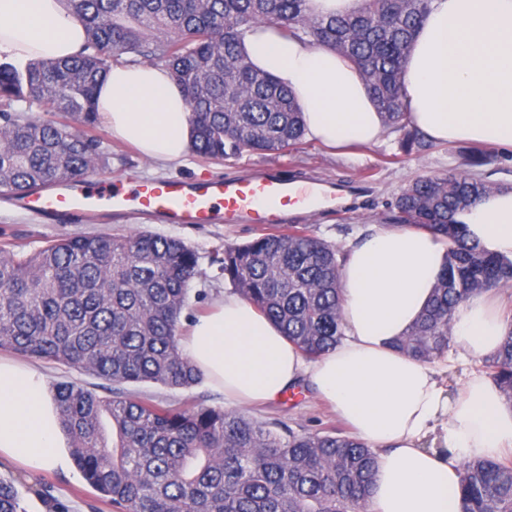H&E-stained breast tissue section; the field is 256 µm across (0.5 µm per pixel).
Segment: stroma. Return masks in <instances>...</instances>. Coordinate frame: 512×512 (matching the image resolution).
<instances>
[{"mask_svg":"<svg viewBox=\"0 0 512 512\" xmlns=\"http://www.w3.org/2000/svg\"><path fill=\"white\" fill-rule=\"evenodd\" d=\"M94 133L101 140L108 156L105 169L93 174L96 182L112 179L144 178L203 179L214 176H253L277 169L302 182L329 181L335 183L340 197L334 208L318 212H298L288 215L285 226H305L315 236L342 249L372 225H392L394 204L402 191L422 175H443L453 172L462 176H483L501 186L512 187V152L489 142L428 143L426 147L404 153L402 132L385 130L374 145L338 155L310 139H303L288 154H256L243 152L240 157L209 161L189 155L179 165L160 166L142 158L131 147L113 141L106 125ZM489 154V164L469 163L472 151ZM147 230L152 233L183 240L199 255V267L190 282L189 299L180 317L183 331H190L198 318L207 315L215 300L231 292L225 280L217 254L225 246L242 244L259 236L263 228L256 224H167L154 215L133 212L113 215L95 222H78L61 218L47 222L38 214L16 208L0 201V240L12 239L23 244L25 251L40 249L48 241L80 234L129 235ZM140 392L175 407L196 404L224 406V394L208 383L188 390H170L152 383L139 384ZM295 398L259 408H248V415L277 422L296 430L318 433L339 425L335 412L319 400L310 385L295 389ZM0 474L17 479L22 505L26 512H50V502L65 504L69 512H113L104 496L90 486L79 470L27 471L9 462H0Z\"/></svg>","mask_w":512,"mask_h":512,"instance_id":"stroma-1","label":"stroma"}]
</instances>
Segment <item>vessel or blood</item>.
I'll use <instances>...</instances> for the list:
<instances>
[{"label": "vessel or blood", "mask_w": 512, "mask_h": 512, "mask_svg": "<svg viewBox=\"0 0 512 512\" xmlns=\"http://www.w3.org/2000/svg\"><path fill=\"white\" fill-rule=\"evenodd\" d=\"M336 198L332 185L301 184L276 172L204 181L143 179L133 186L115 180L97 186L85 180L22 193L16 205L38 211L48 220L90 219L96 208L110 212L139 210L163 216L173 224H279L288 211H321Z\"/></svg>", "instance_id": "obj_1"}]
</instances>
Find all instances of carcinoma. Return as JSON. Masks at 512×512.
Segmentation results:
<instances>
[{"mask_svg":"<svg viewBox=\"0 0 512 512\" xmlns=\"http://www.w3.org/2000/svg\"><path fill=\"white\" fill-rule=\"evenodd\" d=\"M85 25L68 59L0 63V199L88 177L106 163L97 90L113 59L161 61L190 105L192 151L206 160L245 150L286 153L304 137L292 94L253 66L244 30L269 24L330 47L365 76L385 125L403 148L424 146L408 121L401 76L432 0H366L353 16H314L308 0H67ZM48 104L52 119L27 115ZM492 189L479 176L416 178L396 199L397 222L447 244L432 298L397 348L423 363L450 342L453 309L512 286V258L469 237L455 216ZM336 247L305 227L227 246L217 258L234 291L309 360L344 336ZM197 252L149 231L77 235L27 253L0 243V349L78 368L109 384L55 385L70 453L85 480L118 512H369L374 452L331 427L306 433L238 410L173 407L124 388L151 382L189 389L202 376L180 349V316ZM486 374L512 403V331ZM108 416L117 441L107 442ZM463 512H512V458L461 468ZM0 512H25L15 481L0 475Z\"/></svg>","mask_w":512,"mask_h":512,"instance_id":"1","label":"carcinoma"}]
</instances>
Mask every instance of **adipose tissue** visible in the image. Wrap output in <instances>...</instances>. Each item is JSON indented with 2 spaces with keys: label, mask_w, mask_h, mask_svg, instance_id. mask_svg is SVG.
<instances>
[{
  "label": "adipose tissue",
  "mask_w": 512,
  "mask_h": 512,
  "mask_svg": "<svg viewBox=\"0 0 512 512\" xmlns=\"http://www.w3.org/2000/svg\"><path fill=\"white\" fill-rule=\"evenodd\" d=\"M85 40L66 0H0V60L67 58ZM242 47L293 93L311 139L332 147L380 140L384 119L344 56L263 24L244 33ZM402 95L411 125L430 140L512 150V0H433L404 64ZM97 109L113 139L155 163L182 162L190 151L189 106L166 67L114 65ZM458 220L488 250L512 257V189H495ZM445 254L440 238L415 228L375 227L350 245L339 269L344 337L314 362L234 293L197 321L183 354L238 405L274 401L308 378L377 454L371 512H462L461 466L512 450V404L476 372L449 397L435 368L392 346L427 306ZM511 329L482 293L454 310L451 343L461 356L487 359ZM1 460L72 467L44 373L9 359H0Z\"/></svg>",
  "instance_id": "ef3b65f1"
}]
</instances>
